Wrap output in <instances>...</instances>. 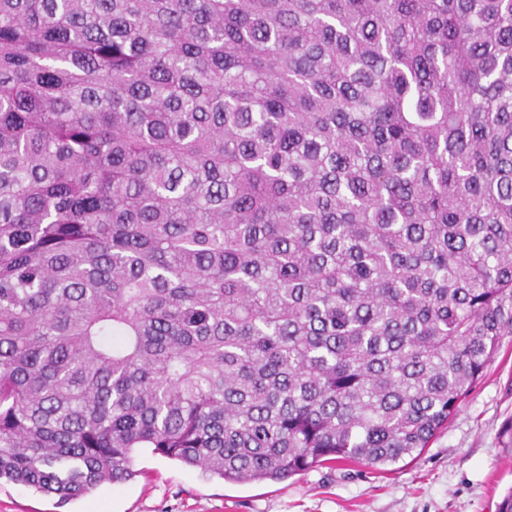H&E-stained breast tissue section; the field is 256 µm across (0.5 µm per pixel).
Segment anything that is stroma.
Returning <instances> with one entry per match:
<instances>
[{"label": "stroma", "instance_id": "35a3bbf8", "mask_svg": "<svg viewBox=\"0 0 512 512\" xmlns=\"http://www.w3.org/2000/svg\"><path fill=\"white\" fill-rule=\"evenodd\" d=\"M511 418L508 334L447 428L417 457L385 467L339 462L281 482L234 484L142 448L131 479L64 504L1 483L0 512H497L512 490V449L498 442Z\"/></svg>", "mask_w": 512, "mask_h": 512}]
</instances>
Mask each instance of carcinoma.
Returning <instances> with one entry per match:
<instances>
[{
	"mask_svg": "<svg viewBox=\"0 0 512 512\" xmlns=\"http://www.w3.org/2000/svg\"><path fill=\"white\" fill-rule=\"evenodd\" d=\"M512 334V0H0V481L427 447Z\"/></svg>",
	"mask_w": 512,
	"mask_h": 512,
	"instance_id": "1",
	"label": "carcinoma"
}]
</instances>
